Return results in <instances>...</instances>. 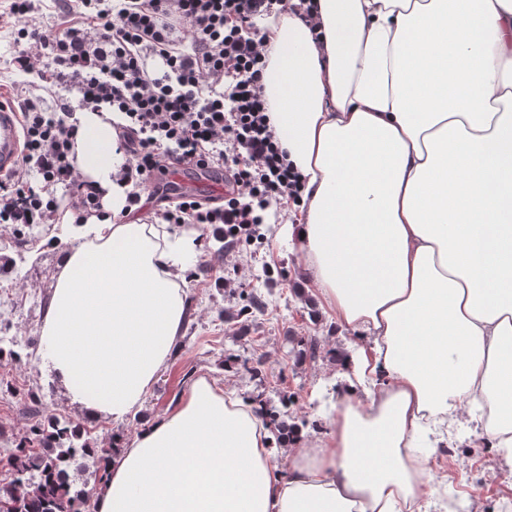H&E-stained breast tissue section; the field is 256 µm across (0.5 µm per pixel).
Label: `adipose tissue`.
<instances>
[{"label": "adipose tissue", "mask_w": 512, "mask_h": 512, "mask_svg": "<svg viewBox=\"0 0 512 512\" xmlns=\"http://www.w3.org/2000/svg\"><path fill=\"white\" fill-rule=\"evenodd\" d=\"M314 40L264 30L274 131L304 183L288 236L339 328L362 334L326 431L274 446L197 377L132 439L95 512H427L430 431L477 421L512 460V0H317ZM108 112L73 148L104 191L63 241L37 351L79 412L121 422L182 346L196 232L112 223L125 162ZM287 454V467L278 464Z\"/></svg>", "instance_id": "ef3b65f1"}]
</instances>
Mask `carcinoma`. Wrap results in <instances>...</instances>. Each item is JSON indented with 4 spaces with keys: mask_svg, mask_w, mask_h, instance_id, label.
I'll list each match as a JSON object with an SVG mask.
<instances>
[{
    "mask_svg": "<svg viewBox=\"0 0 512 512\" xmlns=\"http://www.w3.org/2000/svg\"><path fill=\"white\" fill-rule=\"evenodd\" d=\"M252 401L269 419L277 439L285 432H295L296 425L286 424L284 413L265 392H258ZM78 439L79 433L58 420L49 423L47 429L32 427L10 456L13 478L0 484V504L11 506L14 512H80L89 492L76 484L70 471L73 467L83 469L78 450L88 448V444L78 447Z\"/></svg>",
    "mask_w": 512,
    "mask_h": 512,
    "instance_id": "carcinoma-1",
    "label": "carcinoma"
}]
</instances>
